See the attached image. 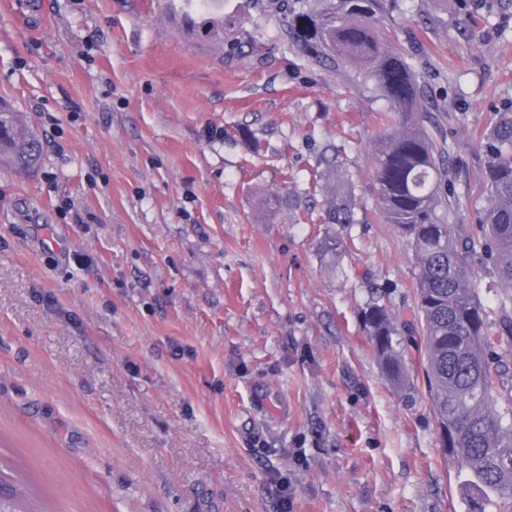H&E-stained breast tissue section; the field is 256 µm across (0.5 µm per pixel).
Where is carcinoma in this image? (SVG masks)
Listing matches in <instances>:
<instances>
[{
	"label": "carcinoma",
	"mask_w": 512,
	"mask_h": 512,
	"mask_svg": "<svg viewBox=\"0 0 512 512\" xmlns=\"http://www.w3.org/2000/svg\"><path fill=\"white\" fill-rule=\"evenodd\" d=\"M276 17L281 45L301 52L313 65L335 71L352 84L370 86L386 100L370 134L369 161L376 194V220L406 239L416 270L413 320L399 325L391 306L374 298L362 319L388 379L404 388L403 331L420 336L424 369L438 429L448 430L446 453L457 467L458 491L467 512H491L512 497V389L496 390L500 369L492 355L512 337V111L496 112L483 134L479 156L482 187L488 194L483 223H448L451 186L449 150L426 127L416 74L395 46L380 17L381 0H260ZM183 13L209 11L213 0H182ZM241 32L234 15L209 21V34L222 40ZM41 146L13 110L0 106V159L18 169L34 167ZM313 190L324 204L312 220L325 225L320 268L336 276L348 252L336 226L357 223L353 182L336 176V156H324ZM288 193L270 189L260 208L275 217L288 208ZM492 263L484 285L472 262ZM499 288L498 305L480 297L482 287ZM0 512H40L22 506L25 492L0 461Z\"/></svg>",
	"instance_id": "obj_1"
}]
</instances>
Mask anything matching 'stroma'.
Segmentation results:
<instances>
[{
	"label": "stroma",
	"mask_w": 512,
	"mask_h": 512,
	"mask_svg": "<svg viewBox=\"0 0 512 512\" xmlns=\"http://www.w3.org/2000/svg\"><path fill=\"white\" fill-rule=\"evenodd\" d=\"M170 0H0V104L40 164L0 165V461L42 512H465L415 340L405 389L362 324L411 319L415 266L374 217L384 99L282 47L191 29ZM477 223L478 141L512 106V0H382ZM355 183L345 275L304 223L325 147ZM288 189L268 218L257 192ZM70 200L86 221L62 219Z\"/></svg>",
	"instance_id": "35a3bbf8"
}]
</instances>
